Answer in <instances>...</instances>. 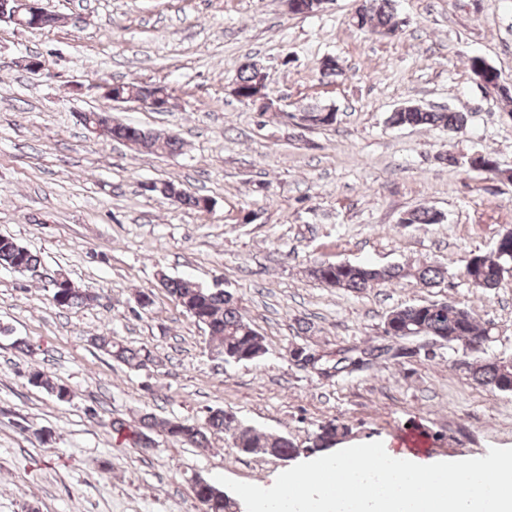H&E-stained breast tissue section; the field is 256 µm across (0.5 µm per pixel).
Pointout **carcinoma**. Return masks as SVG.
Returning <instances> with one entry per match:
<instances>
[{
	"label": "carcinoma",
	"mask_w": 512,
	"mask_h": 512,
	"mask_svg": "<svg viewBox=\"0 0 512 512\" xmlns=\"http://www.w3.org/2000/svg\"><path fill=\"white\" fill-rule=\"evenodd\" d=\"M396 0H365L364 13L359 19V29L371 34L391 36L396 33ZM468 67L474 77H483L488 82L501 84L499 95L512 101V88L503 84L501 73L479 56L468 58ZM235 84L243 102H249L257 92L253 65L243 66ZM466 116L462 112H435L417 105H407L393 110L387 118L389 126L396 127H443L455 131L464 126ZM110 140L121 142L130 149L162 155L175 152L180 141L175 135L156 134L141 127L114 123ZM440 213L428 208H416L403 218L405 224H439ZM41 266L40 257L20 244L15 238L0 235V268L27 272ZM512 273V230L502 232L489 253L469 252L462 259L461 275L474 288L484 294L497 288L500 280ZM311 275L321 283L351 292L362 291L381 285H391L403 279L414 280L432 287L445 279V271L436 264L373 266L367 264L320 263ZM159 284L195 322L204 326L212 342V351L225 362H252L267 352L262 336L242 313L231 292L224 288H211L199 283L171 278L159 273ZM52 302L61 308H72L88 303L92 296L76 287L63 272L47 283ZM384 334L400 336L407 329L424 336H439L448 343L461 347L472 354L484 351L486 341L493 335L489 322H481L474 313L453 300L444 304L431 301L407 305L391 311L385 318ZM90 343L117 361L141 369L150 361V356L140 349L126 347L105 335L90 337ZM468 370L472 378L492 392L512 393V365L499 358L475 359ZM29 381L45 389L56 399H61L65 387L43 370L33 367ZM113 429L125 432L131 445L143 450L155 444L154 433L162 432L181 443L194 448L207 447L205 429L225 432L240 442V447L259 449L263 454L279 459H290L300 454V448L285 435L265 433L241 422L237 416L224 409H211L205 425L181 420L158 418L151 414L142 416L133 423L122 420L112 422ZM349 434V428L334 421L319 426L313 448L325 449L341 442ZM201 512H237V504L224 497V490L210 483L193 491Z\"/></svg>",
	"instance_id": "carcinoma-1"
}]
</instances>
